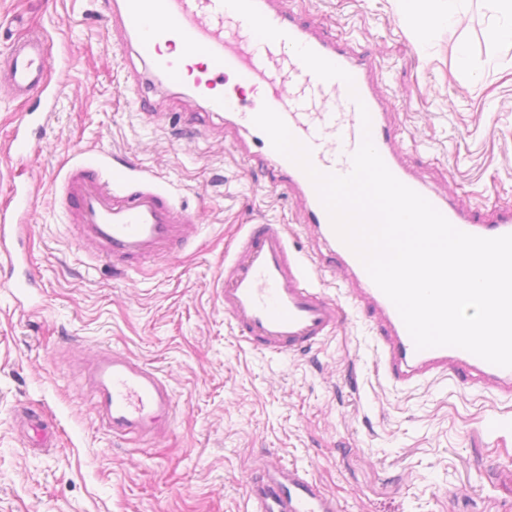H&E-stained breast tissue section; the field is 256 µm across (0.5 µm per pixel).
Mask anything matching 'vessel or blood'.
<instances>
[{
  "label": "vessel or blood",
  "mask_w": 512,
  "mask_h": 512,
  "mask_svg": "<svg viewBox=\"0 0 512 512\" xmlns=\"http://www.w3.org/2000/svg\"><path fill=\"white\" fill-rule=\"evenodd\" d=\"M270 0H255L261 14L281 39L255 36L247 21L222 0H116L121 31L137 39L138 58L148 72L173 85H192L211 111L235 113L243 127H252L253 113L241 111L239 93H259L262 103L278 112L294 137L311 152L321 172L345 175L363 137L372 142L392 174L429 202L457 229L484 238L512 234V205L494 209L457 207L430 194L425 184L410 177L395 147L387 121L390 103L377 91L376 65L346 36L313 33L293 11L270 8ZM302 44L349 72L353 85L324 81L297 56ZM182 48L202 57L197 67L175 55ZM48 40L26 36L13 42L0 57L15 97L43 89L47 79ZM368 109L370 131H363L361 109ZM31 150L27 121H19L5 146L7 154L24 157ZM241 154L265 168L276 187L304 201L305 223L316 225L321 237L342 263L355 288L358 305L378 314L375 364L395 387L408 390L440 377L469 386L492 387L512 397V368L491 364L457 347L417 349L391 300L375 285L363 264L335 232L317 191L294 162L276 152L268 136L256 131ZM69 220L89 244L96 261L125 272L185 247L194 217L151 177L130 178L123 170L104 181L97 168L78 164L62 181ZM29 198L17 189L0 206V267H24L23 277L1 281L19 289L36 285L28 269L25 225L17 215ZM284 224H251L237 239L231 258L224 261V312L234 335L247 348L272 355H296L324 342L341 325L345 310L315 284L326 259L317 251L292 253ZM85 375L91 406L115 439L143 442L157 439L169 427L176 402L159 371L109 349L98 353ZM250 512H341L334 495L308 471L275 460L255 471L249 482Z\"/></svg>",
  "instance_id": "vessel-or-blood-1"
}]
</instances>
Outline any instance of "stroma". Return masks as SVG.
Listing matches in <instances>:
<instances>
[{
	"label": "stroma",
	"instance_id": "stroma-1",
	"mask_svg": "<svg viewBox=\"0 0 512 512\" xmlns=\"http://www.w3.org/2000/svg\"><path fill=\"white\" fill-rule=\"evenodd\" d=\"M113 0H0V54L30 31L55 60L43 95L0 75V148L29 115L35 152L0 151V203L31 191L28 249L39 287H0V512H247L246 483L275 455L306 469L344 512H512V400L441 380L412 390L378 375L376 324L350 314L311 351L240 346L224 313V253L248 224H284L299 252L317 238L299 201L237 152L224 121L188 90L138 87L134 44ZM313 28L351 36L384 73L381 91L413 178L468 209L512 204V48L494 45L484 0L432 37L393 0H272ZM480 81L459 68V46ZM95 163L155 175L194 217L172 258L115 275L89 262L60 199L67 171ZM157 369L176 414L159 438L122 444L101 428L78 367L101 349ZM38 416L55 432L33 446Z\"/></svg>",
	"mask_w": 512,
	"mask_h": 512
}]
</instances>
